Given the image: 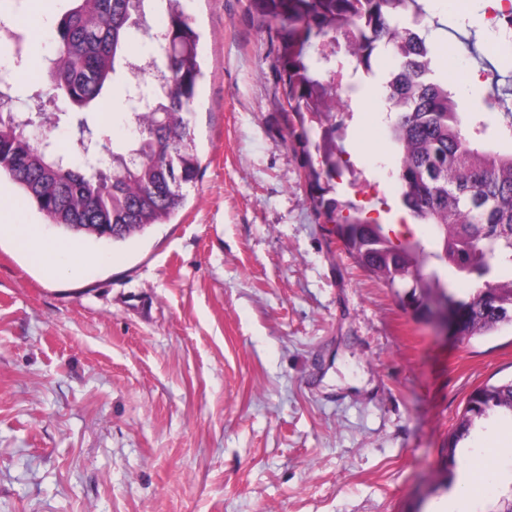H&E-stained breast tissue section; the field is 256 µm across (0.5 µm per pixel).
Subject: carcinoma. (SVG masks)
<instances>
[{
  "label": "carcinoma",
  "instance_id": "cac0c4a2",
  "mask_svg": "<svg viewBox=\"0 0 512 512\" xmlns=\"http://www.w3.org/2000/svg\"><path fill=\"white\" fill-rule=\"evenodd\" d=\"M260 21L275 24L280 79L288 111L300 123L295 137L305 155L314 146L320 169L310 168L316 206L336 223L349 225L344 238L349 253L390 288H407L419 318L427 301L439 293L458 310L466 338L512 326V113L501 128L505 143L485 144L487 125L459 110L448 79L436 77L435 53L420 24L425 0H249ZM161 11L165 21L152 23ZM351 32L346 50L352 76L373 73L380 52L388 50L398 67L386 81V101L395 118L389 123L390 176L403 205L420 224L435 231L433 248L420 239L395 245L379 227L368 242L371 220L352 202L327 197L320 179L343 176L354 168L342 146L344 133L336 113L348 111L338 90L359 91L351 82L326 78L320 65L335 71L320 44ZM136 37L149 40L160 57L161 78H139V63L126 54ZM199 33L186 0H74L54 26L48 82L29 96L31 114L52 102L55 123L76 130L78 148L59 151L53 140L35 144L28 128L14 120L12 69L0 73V175L9 177L24 197L51 223L78 236H103L101 224L115 227L112 242H123L155 224H166L184 205V188L195 183L200 159L192 126L202 78ZM23 37L0 42V56H22ZM119 74L126 83L124 119L131 128L126 143L106 149L95 114ZM321 130L310 143L305 123ZM94 142L87 158L86 137ZM348 214H343V210ZM475 277L468 298L448 290L461 278ZM491 414L512 418V381L486 384L469 396L460 422L448 438V465L457 463L458 445Z\"/></svg>",
  "mask_w": 512,
  "mask_h": 512
}]
</instances>
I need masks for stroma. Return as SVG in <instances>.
<instances>
[{
	"mask_svg": "<svg viewBox=\"0 0 512 512\" xmlns=\"http://www.w3.org/2000/svg\"><path fill=\"white\" fill-rule=\"evenodd\" d=\"M0 0L27 35L16 109L47 75L53 23L71 0ZM485 0H431L423 21L461 111L483 112L512 81V47H489ZM206 76L192 117L197 181L170 223L122 243L76 236L82 260L58 278L0 239V512H496L492 487L461 500L488 420L456 452L448 437L472 391L512 380V328L457 341L417 319L345 250L315 206L284 109L278 41L248 0H192ZM123 80L97 112L127 136ZM373 103L346 120L358 182L333 197L382 220L400 195ZM0 206L65 237L9 180Z\"/></svg>",
	"mask_w": 512,
	"mask_h": 512,
	"instance_id": "obj_1",
	"label": "stroma"
}]
</instances>
